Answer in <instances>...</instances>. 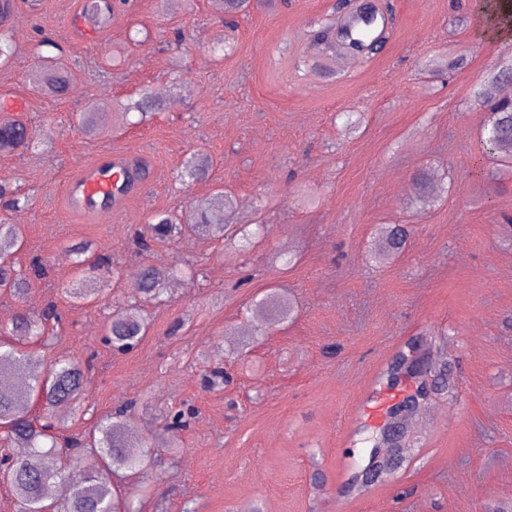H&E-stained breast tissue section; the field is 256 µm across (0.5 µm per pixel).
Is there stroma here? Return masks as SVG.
I'll use <instances>...</instances> for the list:
<instances>
[{"mask_svg":"<svg viewBox=\"0 0 512 512\" xmlns=\"http://www.w3.org/2000/svg\"><path fill=\"white\" fill-rule=\"evenodd\" d=\"M489 0H376L389 29L376 52L341 68L310 42L320 24L343 18L345 0H250L235 27L212 0H130L104 31L77 28L83 0H18L15 50L0 64V118H23L34 147L0 154V177L28 195L0 219L25 227L18 269L41 257L46 273L23 301L0 295V328L18 308L55 305L56 338L45 361L88 367L84 412L66 435L135 402L130 420L149 440L153 482L138 512H485L512 499V175L485 164V113L474 86L512 50L498 36ZM63 59L75 90L53 95L33 81L41 36ZM111 47L122 62H104ZM464 63L450 70L454 56ZM161 111L122 115L143 94ZM92 108L99 134L79 115ZM359 113L346 130L345 113ZM143 161L139 188L112 213L71 212L64 185L96 162ZM210 161L205 178L180 181L184 162ZM432 172L444 189L415 204L413 177ZM223 189L230 227L263 224L248 253L192 234L139 251L135 235L158 211H187ZM381 224H406L405 251L375 261ZM92 243L110 270L72 264L71 247ZM190 264L195 280L168 285L167 304L144 305L147 336L114 353L103 339L116 305L141 269ZM95 282V300L70 297ZM290 294L292 320L246 307L267 291ZM438 335L458 382L415 423L425 435L395 481L341 495L359 425H378L404 394L361 402L409 339ZM231 382L206 386L213 367ZM192 409L181 448L168 446L169 412Z\"/></svg>","mask_w":512,"mask_h":512,"instance_id":"1","label":"stroma"}]
</instances>
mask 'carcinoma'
Listing matches in <instances>:
<instances>
[{
    "mask_svg": "<svg viewBox=\"0 0 512 512\" xmlns=\"http://www.w3.org/2000/svg\"><path fill=\"white\" fill-rule=\"evenodd\" d=\"M112 0H84L80 16L95 28L104 30L112 24ZM16 13V0H0V63L7 62L14 53L11 37L13 25L9 18ZM38 82L47 84L57 93H68L73 89V80L60 65L42 68L36 75ZM473 102L486 111L482 131L483 156L512 169V98L499 93V83L493 73H488L476 85ZM23 122L18 119L0 121V153L25 152L32 149L29 139L20 140L16 130ZM123 181L117 192L125 195L133 185L142 180L144 167L134 159H119ZM207 161L192 156L185 163L181 177H201ZM415 192L420 202L426 203L437 196L435 177L427 172L415 178ZM224 193L218 192L208 198L194 201L185 215L173 217L166 212L155 213L143 230L137 232L135 242L142 251L152 243L174 240L186 229H200L208 235L224 240L227 227L224 224ZM391 226L379 228L372 243V255L376 259L398 255L404 248L393 244ZM22 225L0 223V288L16 299H21L32 287L31 276L17 270L13 256L23 245ZM170 269L166 266H150L140 272L133 285L134 293L161 304L167 300ZM279 318L290 317L293 301L272 292L258 304ZM61 320L55 306L50 305L35 314L25 309L16 312L11 327L0 331V439L15 448H26L28 453L21 459L7 458L4 468L9 470L4 482L17 502L21 512H39L44 506L46 486L56 483L63 487L61 512H133L127 492L109 488L99 481L102 466L123 475L138 474L139 492H145V483L150 476L145 468V440L133 436L128 412L133 403L117 407L103 416L84 439L76 438L73 446L83 449L84 476L77 488L64 483V469L60 455L70 456V448L57 446L56 431L63 419L54 412V407L70 403L79 410L86 402L84 371L73 360L59 359L48 365L41 355L24 349L11 341L23 337L33 344L50 342L49 325ZM149 322L136 305H128L113 313L107 323V342L116 351H126L142 341ZM188 415L179 409L169 424V446L179 445L180 432L187 427Z\"/></svg>",
    "mask_w": 512,
    "mask_h": 512,
    "instance_id": "1",
    "label": "carcinoma"
}]
</instances>
